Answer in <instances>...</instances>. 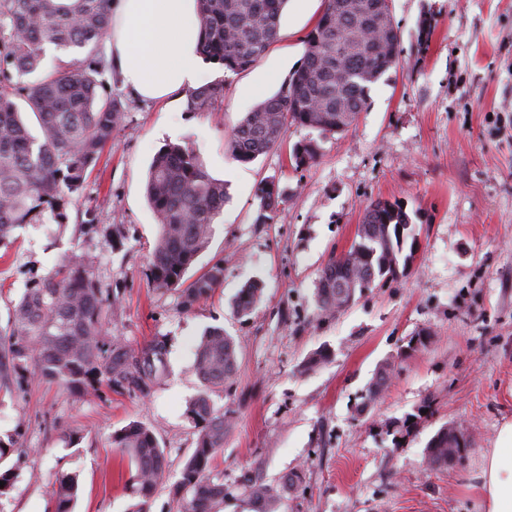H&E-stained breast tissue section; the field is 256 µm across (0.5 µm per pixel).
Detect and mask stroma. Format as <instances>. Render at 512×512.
<instances>
[{
	"label": "stroma",
	"mask_w": 512,
	"mask_h": 512,
	"mask_svg": "<svg viewBox=\"0 0 512 512\" xmlns=\"http://www.w3.org/2000/svg\"><path fill=\"white\" fill-rule=\"evenodd\" d=\"M391 10L399 62L347 131L293 126L281 146L248 163L228 151L238 122L303 59L317 19L289 2L277 40L251 68L206 64L205 82L224 83L219 111H187L182 91L172 101L126 97L125 123L70 207L68 226L16 230L0 258L1 326L34 280L88 252L99 288L121 296L112 332L135 348L168 336L169 373L144 396L104 386L85 397L34 380L0 391V443L11 449L0 470L13 475L0 512H55L61 472L79 478L74 512H127L131 466L112 434L132 421L156 432L167 460L150 512H172L171 489L195 447L185 410L202 389L195 351L209 326L224 328L238 349L231 389L212 395L231 422L214 464L230 493L224 512H254L239 484L246 472L274 486L301 473L283 512H483L482 457L512 420V0H391ZM426 16L435 28L421 51ZM300 140L314 141L318 158L298 169L289 153ZM170 142L195 148L230 196L186 274L194 280L220 262L224 279L191 311L179 291L144 275L158 231L147 170ZM269 179L284 196L265 222L256 192ZM376 199L404 205L414 257L346 310L321 313V270L349 247ZM255 279L262 299L239 317L234 301ZM421 330L426 348L407 351ZM318 351L326 361L304 370ZM386 361L394 369L384 391L362 407ZM447 424L470 445L434 470L425 448Z\"/></svg>",
	"instance_id": "stroma-1"
}]
</instances>
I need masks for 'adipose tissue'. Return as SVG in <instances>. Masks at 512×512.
Returning <instances> with one entry per match:
<instances>
[{
	"mask_svg": "<svg viewBox=\"0 0 512 512\" xmlns=\"http://www.w3.org/2000/svg\"><path fill=\"white\" fill-rule=\"evenodd\" d=\"M196 0H112L104 58L122 89L164 100L204 77ZM480 493L486 512H512V422L484 454Z\"/></svg>",
	"mask_w": 512,
	"mask_h": 512,
	"instance_id": "ef3b65f1",
	"label": "adipose tissue"
}]
</instances>
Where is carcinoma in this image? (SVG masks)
<instances>
[{
  "label": "carcinoma",
  "instance_id": "carcinoma-1",
  "mask_svg": "<svg viewBox=\"0 0 512 512\" xmlns=\"http://www.w3.org/2000/svg\"><path fill=\"white\" fill-rule=\"evenodd\" d=\"M324 10L305 37L303 62L281 89L255 106L235 127L231 155L247 163L279 146L289 127L334 134L351 127L367 109L371 86L398 63L401 36L389 0H324ZM287 0H197L203 59L232 72L253 66L277 38ZM112 26V0H0V248L15 243L14 230L25 224H69V206L83 194L89 169L120 130L123 102L112 95L105 77L101 46ZM73 58L53 73L41 74L45 46ZM224 101V83L187 94V110L213 112ZM32 113V133L22 113ZM311 141L292 146L295 167L313 164ZM146 197L159 233L146 269L157 288L180 291L191 310L208 299L224 277L217 264L189 285L184 276L207 247L215 220L224 210V182L212 178L189 145L169 143L152 158ZM282 191L267 181L258 189L261 218L272 219ZM411 218L398 202L376 200L365 209L350 247L332 256L321 270L318 308L340 312L356 292L393 279ZM404 262H399V258ZM95 257L83 252L67 257L53 274L39 278L13 305L0 327V389L38 378L83 395L105 385L146 393L167 371L168 340L158 335L134 348L108 334L119 295H105L93 278ZM262 283L244 285L235 301L238 316L261 301ZM237 346L221 327L207 328L197 346L195 372L203 392L187 407L196 429L192 455L173 487L176 512H224L229 492L213 476L212 465L224 448L228 418L210 393L234 376ZM393 370L383 362L360 409L381 396ZM454 426H443L428 442L431 468H444L460 456ZM112 447L128 454L134 466L135 502L130 512H149L166 459L156 433L131 422L112 434ZM301 476L293 473L277 486L250 473L242 486L256 512H282L288 492ZM78 475L61 473L52 489L55 512H73Z\"/></svg>",
  "mask_w": 512,
  "mask_h": 512
}]
</instances>
